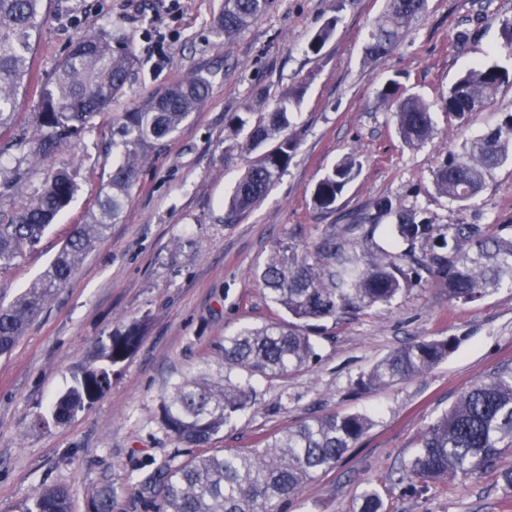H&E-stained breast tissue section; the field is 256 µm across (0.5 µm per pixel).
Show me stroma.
I'll list each match as a JSON object with an SVG mask.
<instances>
[{"label":"stroma","instance_id":"stroma-1","mask_svg":"<svg viewBox=\"0 0 512 512\" xmlns=\"http://www.w3.org/2000/svg\"><path fill=\"white\" fill-rule=\"evenodd\" d=\"M222 0H50L33 60L46 82L71 43L88 29L121 40L137 57L124 93L95 117L80 139L24 174L0 197V211L19 209L42 189L48 173L77 163V192L39 246L0 268V297L12 299L46 268L63 240L83 223L112 170V117L149 94L202 72L206 102L180 130L149 149L120 220L85 257L70 282L30 325L10 355L0 356V512H12L41 486L68 489L73 512H93L102 486L112 512H144L140 479L186 444L161 424L170 387L196 374L201 361L219 378L215 352L246 325L286 319L257 273L281 246L313 251L326 235L345 237L350 224H373L368 249L377 260L404 250L380 231L379 200L416 206L433 224H480L512 235V160L497 167L471 202L439 195L433 171L442 154L469 143L512 114V83L476 120L445 111L442 96L476 64H512L502 51L501 23L512 0H428L396 48L380 59L364 54L367 33L385 0H274L239 34L218 35L212 20ZM332 37L319 54L308 44L329 19ZM430 108L434 135L422 148L401 140L392 111L378 96L388 78ZM302 87L290 121L298 147L270 193L225 221L224 202L252 161L232 114L255 120L281 96ZM360 170L328 210L314 208L311 190L345 156ZM145 321L138 349L112 369V386L63 424L38 425L49 400L70 386L74 371L100 344ZM317 356L308 367L259 380L255 406L210 443L243 450L323 414L367 413L375 424L336 466L311 481L279 512H358L365 486L386 512H512V493L498 475L429 484L405 493L402 466L425 427L474 383L512 369V288L473 303L449 302L431 282L392 304L316 322L308 331ZM460 337L458 349L419 377L380 391H352L350 382L406 342Z\"/></svg>","mask_w":512,"mask_h":512}]
</instances>
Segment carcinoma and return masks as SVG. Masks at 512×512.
<instances>
[{"instance_id": "obj_1", "label": "carcinoma", "mask_w": 512, "mask_h": 512, "mask_svg": "<svg viewBox=\"0 0 512 512\" xmlns=\"http://www.w3.org/2000/svg\"><path fill=\"white\" fill-rule=\"evenodd\" d=\"M48 0H0V157L13 147L9 135L18 97L32 81V56ZM427 0H386L382 17L372 26L366 56L379 59L399 42L404 29L426 8ZM274 0H224L214 20L217 33L231 37L265 14ZM327 21L309 42L321 51L336 28ZM136 58L125 45H115L95 30L73 41L59 62L53 79L41 86L40 107L34 115L35 146L24 156L30 164L53 157L66 143L82 135L90 122L107 111L130 79ZM512 72L496 63L477 64L448 87L446 110L471 119L487 109ZM210 84L201 73L136 103L113 118L112 149L120 155L112 174L99 191L85 222L59 249L41 276L12 300H0V355L14 350L29 324L64 287L79 264L116 223L131 197L146 150L168 138L207 99ZM303 89L285 93L276 108L254 125L239 114L228 119L234 131H247L246 147L256 157L237 183L227 203L228 215H239L259 203L288 168L297 149L289 132L290 107L299 103ZM381 99L394 106L399 134L410 148H421L434 134L429 107L404 94L391 80L380 90ZM275 141L265 148L268 141ZM512 156V116L471 141L467 156L445 154L433 171L437 192L456 203L477 196L494 169ZM356 162L345 158L317 181L311 200L319 209L333 207L354 178ZM80 167L69 165L49 174L43 188L23 209L0 212V267L34 249L56 216L77 191ZM388 235L413 246L424 242L429 251L418 257L408 251L388 254L379 262L361 263L344 255L335 235L315 247L318 261L309 262L291 246L273 251L259 278L271 300L291 320L243 327L224 337L219 356L224 376L206 381L208 361L194 376L174 384L163 405L164 428L178 441L197 449L187 462L172 456L141 481L149 497L143 506L151 512H274L275 502L299 495L320 472L331 468L372 427L361 413L324 415L305 420L266 441L260 448L212 451V438L237 416L257 403L251 383L258 375L273 380L300 370L316 356L304 328L314 321L336 318L349 310L389 305L421 282L420 271L448 293V300L471 302L508 285L512 287V236H493L479 224L442 228L416 219V211L379 203ZM377 225L351 224L356 244L365 247ZM144 325L110 337L95 361L73 374V383L48 404L56 422L107 392L112 367L138 348ZM460 339L419 340L397 348L352 382L356 390L393 386L420 376L448 358ZM408 489L430 483L496 472L512 492V370H502L464 391L456 402L423 431L418 447L405 463ZM359 512H384L373 487L360 497ZM15 512H72L68 490L46 486L15 506Z\"/></svg>"}]
</instances>
